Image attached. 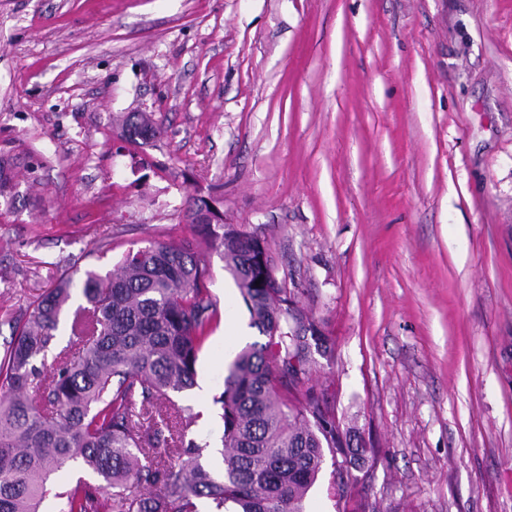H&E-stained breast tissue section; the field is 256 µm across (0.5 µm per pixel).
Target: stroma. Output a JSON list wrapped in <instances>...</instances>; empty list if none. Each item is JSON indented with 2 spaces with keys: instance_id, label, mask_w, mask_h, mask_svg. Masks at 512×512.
<instances>
[{
  "instance_id": "obj_1",
  "label": "stroma",
  "mask_w": 512,
  "mask_h": 512,
  "mask_svg": "<svg viewBox=\"0 0 512 512\" xmlns=\"http://www.w3.org/2000/svg\"><path fill=\"white\" fill-rule=\"evenodd\" d=\"M146 110L149 144L117 115ZM0 347L69 268L192 238L189 194L264 236L328 338L313 383L355 424L305 512H512V0H0ZM222 316L178 394L220 468L213 399L257 341ZM18 158L0 155V206L11 208L14 204L18 192L17 168L20 163Z\"/></svg>"
}]
</instances>
